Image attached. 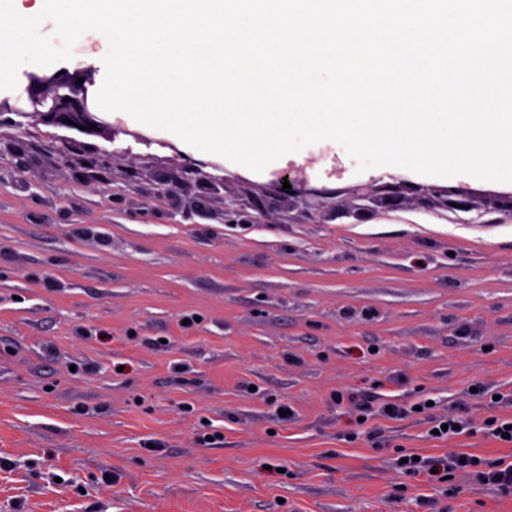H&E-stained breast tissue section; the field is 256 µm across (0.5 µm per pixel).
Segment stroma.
Masks as SVG:
<instances>
[{
  "instance_id": "1",
  "label": "stroma",
  "mask_w": 512,
  "mask_h": 512,
  "mask_svg": "<svg viewBox=\"0 0 512 512\" xmlns=\"http://www.w3.org/2000/svg\"><path fill=\"white\" fill-rule=\"evenodd\" d=\"M100 119L101 181L53 152L67 130L0 123V512H512L476 468L399 466L512 462L485 433L512 418V184L361 173L331 140L255 173ZM366 399L430 407L362 424ZM456 408L468 430L431 436ZM413 457L418 456L415 454L403 455L402 459H408V462L399 463L400 468L404 470L407 476L424 483H432L435 481L443 483L447 481L446 476L449 475L451 470L477 466L480 462L477 457L467 454H459L453 459L435 458L429 461H425L420 457L418 461H414ZM462 458H465V462H461ZM474 459H477V462H474ZM434 467H437L436 473H431V469H434Z\"/></svg>"
}]
</instances>
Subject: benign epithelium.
<instances>
[{"instance_id": "obj_1", "label": "benign epithelium", "mask_w": 512, "mask_h": 512, "mask_svg": "<svg viewBox=\"0 0 512 512\" xmlns=\"http://www.w3.org/2000/svg\"><path fill=\"white\" fill-rule=\"evenodd\" d=\"M94 69L91 67L70 71L62 68L49 76L32 77L27 88L32 113L45 124L69 130L84 126L83 133L92 134L100 127L97 104L92 94ZM71 123H66V120ZM56 152L64 164H74L78 154L74 140L65 137L56 146ZM122 156L120 151H103L85 156V160L100 169L107 170L112 160Z\"/></svg>"}]
</instances>
